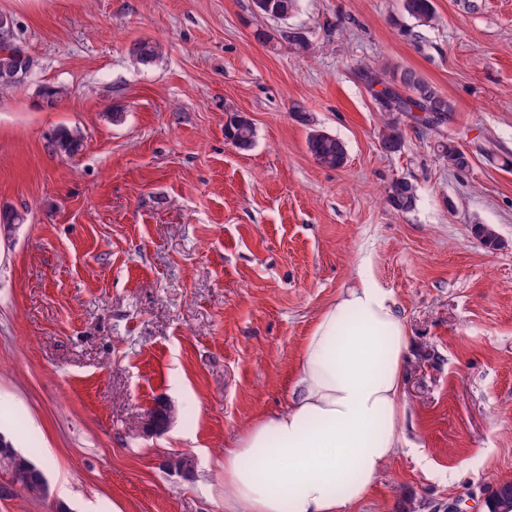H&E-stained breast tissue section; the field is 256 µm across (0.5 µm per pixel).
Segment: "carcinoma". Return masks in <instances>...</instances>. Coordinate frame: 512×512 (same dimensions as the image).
Returning <instances> with one entry per match:
<instances>
[{
    "label": "carcinoma",
    "instance_id": "cac0c4a2",
    "mask_svg": "<svg viewBox=\"0 0 512 512\" xmlns=\"http://www.w3.org/2000/svg\"><path fill=\"white\" fill-rule=\"evenodd\" d=\"M299 0H265L263 16L273 20L284 14L294 15L298 11ZM402 14L420 25H430L436 20L433 0H401ZM131 53L142 63H150L157 55V48L149 42L136 44ZM29 56L13 40L0 39V88H12L22 82L21 73ZM401 86V93L396 86ZM377 99L384 112H409L415 106L424 112H430L435 119L420 118V121L432 128L439 127L454 111L453 103L431 82L413 69H404L393 74L392 81L383 85ZM224 134L237 148L246 150L253 145L255 130L250 120L237 113L230 116L224 125ZM402 131L394 121H387L381 133V145L387 152H396L401 148ZM82 146L79 132L63 128L55 136V149L66 156L77 152ZM307 148L315 161L326 167L339 168L346 162L347 153L344 144L336 137L320 130H313L307 138ZM440 157L449 166L465 169L469 159L455 141L440 135L437 141ZM387 203L396 211L408 212L415 206L416 189L405 178L391 181L385 188ZM0 452V470L19 487L20 491L40 495L47 491L46 481L37 480L31 470L35 465L26 457L13 450ZM483 504L486 512H512V481L499 482L483 488Z\"/></svg>",
    "mask_w": 512,
    "mask_h": 512
}]
</instances>
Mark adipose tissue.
<instances>
[{
	"mask_svg": "<svg viewBox=\"0 0 512 512\" xmlns=\"http://www.w3.org/2000/svg\"><path fill=\"white\" fill-rule=\"evenodd\" d=\"M411 336L362 279L318 314L285 409L224 451V512H349L398 452Z\"/></svg>",
	"mask_w": 512,
	"mask_h": 512,
	"instance_id": "ef3b65f1",
	"label": "adipose tissue"
}]
</instances>
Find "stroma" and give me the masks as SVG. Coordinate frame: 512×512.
<instances>
[{
    "label": "stroma",
    "mask_w": 512,
    "mask_h": 512,
    "mask_svg": "<svg viewBox=\"0 0 512 512\" xmlns=\"http://www.w3.org/2000/svg\"><path fill=\"white\" fill-rule=\"evenodd\" d=\"M433 3L421 26L399 0H300L284 23L252 0H0L35 62L0 91V211L23 218L0 234V433L49 488L0 512H224L225 448L287 407L318 313L362 277L412 343L400 450L350 512H484L481 489L512 480V0ZM385 64L455 107L438 131L395 113L394 153L362 74ZM62 127L83 137L70 157ZM313 129L345 144L342 167L313 159ZM443 132L468 168L439 157ZM396 178L411 211L385 200ZM224 134L239 149H249L253 145L255 130L250 120L234 113L224 125ZM385 197L394 210L408 212L415 206L416 189L407 179H395L386 186Z\"/></svg>",
    "instance_id": "1"
}]
</instances>
